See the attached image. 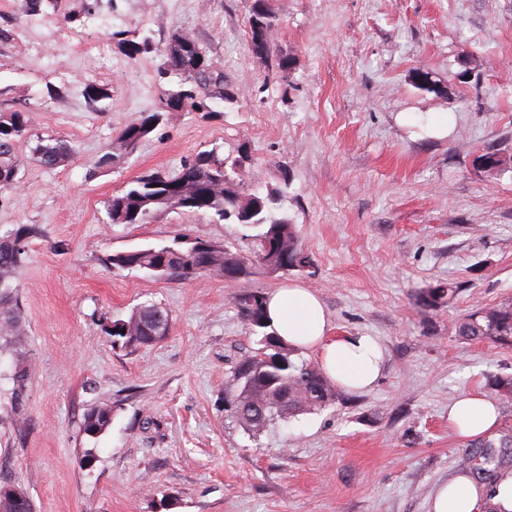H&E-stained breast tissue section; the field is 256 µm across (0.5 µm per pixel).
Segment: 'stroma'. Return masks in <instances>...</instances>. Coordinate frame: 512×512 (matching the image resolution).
Wrapping results in <instances>:
<instances>
[{
	"label": "stroma",
	"instance_id": "obj_1",
	"mask_svg": "<svg viewBox=\"0 0 512 512\" xmlns=\"http://www.w3.org/2000/svg\"><path fill=\"white\" fill-rule=\"evenodd\" d=\"M86 2L52 0L30 18L21 0H0V26L19 33L0 43V88L30 101L36 133L78 151L48 169L20 145L19 182L0 198V229H41L17 275L32 369L23 416L9 399L16 360L0 357V481L34 512H427L471 451L448 426L449 403L512 374V348L456 333L472 309L512 299V171L472 165L484 148L512 156V0H277L274 53L294 61L285 78L251 54L245 0H99L102 26ZM66 15L60 48L47 33ZM118 29L157 44L194 32L238 97L220 118L165 113L129 158L90 178L124 124L159 108L153 59L129 61ZM93 80L110 89L101 113L82 95ZM49 83L64 97L36 101ZM444 115V136L412 123ZM214 148L247 149L252 184L286 187L280 211L310 267L228 283L106 266L177 238L254 257L256 232L241 224L179 209L146 224L106 215L142 172L173 173ZM452 280L454 300L423 303ZM292 283L320 297L332 335L377 337L385 368L373 390L341 391L254 436L224 410L254 341L237 300ZM143 304L169 313V335L113 346V320ZM102 403L109 426L84 434V412Z\"/></svg>",
	"mask_w": 512,
	"mask_h": 512
}]
</instances>
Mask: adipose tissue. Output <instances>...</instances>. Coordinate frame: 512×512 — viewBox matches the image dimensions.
I'll use <instances>...</instances> for the list:
<instances>
[{
  "label": "adipose tissue",
  "instance_id": "ef3b65f1",
  "mask_svg": "<svg viewBox=\"0 0 512 512\" xmlns=\"http://www.w3.org/2000/svg\"><path fill=\"white\" fill-rule=\"evenodd\" d=\"M267 314L277 333L296 349L315 352L325 374L349 391L371 389L384 371V353L376 339L363 334L334 336L319 297L292 284L270 293ZM498 420L495 403L484 395L467 392L448 407V424L468 439L488 435ZM484 498L465 474L439 486L430 512H483Z\"/></svg>",
  "mask_w": 512,
  "mask_h": 512
}]
</instances>
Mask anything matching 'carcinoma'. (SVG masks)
Listing matches in <instances>:
<instances>
[{
	"mask_svg": "<svg viewBox=\"0 0 512 512\" xmlns=\"http://www.w3.org/2000/svg\"><path fill=\"white\" fill-rule=\"evenodd\" d=\"M279 24L274 0H250L249 41H254L258 29L276 37ZM112 39L131 61L147 54L158 59L156 75L161 111L146 113L126 123L114 142L113 151L96 162L97 168L107 167L133 153L158 126L165 112H205L218 116L220 112L215 107L236 100V92L224 75V69L214 65L207 47L188 33L176 31L160 47L148 37L130 38L124 30L114 31ZM83 96L94 111L102 113L104 109L98 103L110 98V91L92 82L85 85ZM29 108L30 103L20 102L9 109H0V196L12 189L11 178L19 174L17 150L20 145L36 142L34 154L48 169L75 158V149L69 140L44 138L33 131ZM472 164L493 176L512 171V157L487 149L474 152ZM279 197L278 191L261 193L245 179L240 159L230 161L213 148L185 160L172 175L156 171L137 176L128 189L107 200L106 212L113 224H145L159 211L185 209L212 215L220 221L255 227L259 229L255 267L284 261L285 271L294 267L303 270L309 266L310 258L288 216L275 214ZM40 234L41 230L35 224H16L0 234V354L7 352L20 356L22 311L14 279L25 262L29 240ZM231 255L232 252L212 243L204 253H192L172 243L115 253L106 259V263L118 269L148 273L163 264L165 269L157 272L163 280L186 279L202 271L222 277L226 259ZM239 308L257 340L256 347L246 352L234 369V373H241L243 377L236 380L235 389L225 393L244 406L242 416L233 414L231 418L257 436L278 419H290L331 404L337 397V387L319 364L296 359L297 349L272 329L263 293L242 295ZM156 313L155 305H142L129 317L112 321V328L108 330L112 343L124 348L156 343L153 339ZM457 332L467 340L490 339L511 347L512 300L477 308L460 320ZM30 378L31 367L19 363L12 377L10 393V401L16 409L25 402ZM488 389L500 399L511 401L512 375L494 377ZM111 419V406L96 405L85 412L83 431L90 436L98 434L105 430ZM470 443L487 449V452L463 458L460 468L464 472L482 470L494 464V455L488 449L512 448V428L501 434L496 443L483 437L472 439Z\"/></svg>",
	"mask_w": 512,
	"mask_h": 512,
	"instance_id": "1",
	"label": "carcinoma"
}]
</instances>
